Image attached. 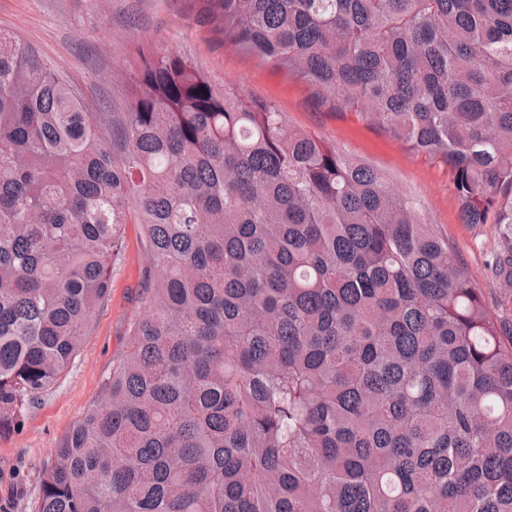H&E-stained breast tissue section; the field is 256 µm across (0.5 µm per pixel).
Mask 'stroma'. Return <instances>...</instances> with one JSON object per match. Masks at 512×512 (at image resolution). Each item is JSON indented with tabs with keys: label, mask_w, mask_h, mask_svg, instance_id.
<instances>
[{
	"label": "stroma",
	"mask_w": 512,
	"mask_h": 512,
	"mask_svg": "<svg viewBox=\"0 0 512 512\" xmlns=\"http://www.w3.org/2000/svg\"><path fill=\"white\" fill-rule=\"evenodd\" d=\"M0 29L19 35L68 76L89 112L123 110V74L134 46L148 41L178 50L216 85L228 83L275 103L289 125L372 165L412 198L457 252L489 310L500 313L506 290L491 268L498 228L461 223L446 165L411 151L355 113L318 105L303 83L224 48L180 0H0ZM143 260L139 227L127 225L110 294L95 310L75 360L27 412L20 431L0 435V503H7L8 512H38L40 478L60 438L93 404L113 360L125 354L128 328L146 311Z\"/></svg>",
	"instance_id": "1"
}]
</instances>
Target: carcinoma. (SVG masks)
<instances>
[{"mask_svg":"<svg viewBox=\"0 0 512 512\" xmlns=\"http://www.w3.org/2000/svg\"><path fill=\"white\" fill-rule=\"evenodd\" d=\"M224 46L442 160L512 285V0H188ZM125 112L0 30V435L141 227L147 313L39 512H512V349L371 165L151 44Z\"/></svg>","mask_w":512,"mask_h":512,"instance_id":"1","label":"carcinoma"}]
</instances>
